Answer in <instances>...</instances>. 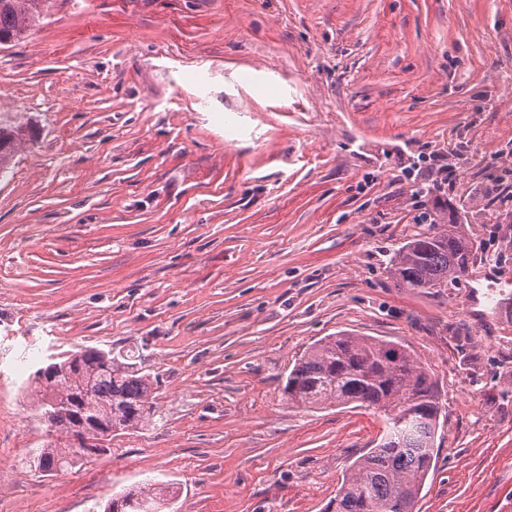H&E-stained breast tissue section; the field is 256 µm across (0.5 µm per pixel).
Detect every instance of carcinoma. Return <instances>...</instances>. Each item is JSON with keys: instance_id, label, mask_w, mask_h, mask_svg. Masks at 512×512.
<instances>
[{"instance_id": "cac0c4a2", "label": "carcinoma", "mask_w": 512, "mask_h": 512, "mask_svg": "<svg viewBox=\"0 0 512 512\" xmlns=\"http://www.w3.org/2000/svg\"><path fill=\"white\" fill-rule=\"evenodd\" d=\"M49 0H0V43L17 42L43 16ZM20 140L17 127L0 122V171ZM479 249L449 212L446 228L414 235L394 254L390 275L406 288H446L470 266ZM133 350L114 353L83 347L58 364L66 371L54 385L32 379L40 415L56 411L54 428L68 432L73 414L112 408L119 434L143 428L157 415L158 377L137 367ZM288 401L309 408L358 404L394 421L376 447L349 466L336 492L339 512H413L435 454L442 401L432 375L399 342L340 332L310 346L285 379ZM36 469L53 473L80 459L75 448H35ZM169 486L145 483L112 500V512H162Z\"/></svg>"}]
</instances>
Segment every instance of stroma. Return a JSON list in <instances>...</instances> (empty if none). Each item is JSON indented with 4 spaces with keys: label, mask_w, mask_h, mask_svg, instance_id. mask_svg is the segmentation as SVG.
I'll use <instances>...</instances> for the list:
<instances>
[{
    "label": "stroma",
    "mask_w": 512,
    "mask_h": 512,
    "mask_svg": "<svg viewBox=\"0 0 512 512\" xmlns=\"http://www.w3.org/2000/svg\"><path fill=\"white\" fill-rule=\"evenodd\" d=\"M71 108L60 109L59 93ZM0 512H104L170 483L169 512H325L378 413L289 403L340 331L436 379L416 512H512V0H52L0 45ZM456 209L481 249L441 291L388 273ZM134 350L159 419L74 467L25 393L50 353ZM18 127L0 122V171L12 157L17 141H20Z\"/></svg>",
    "instance_id": "stroma-1"
}]
</instances>
